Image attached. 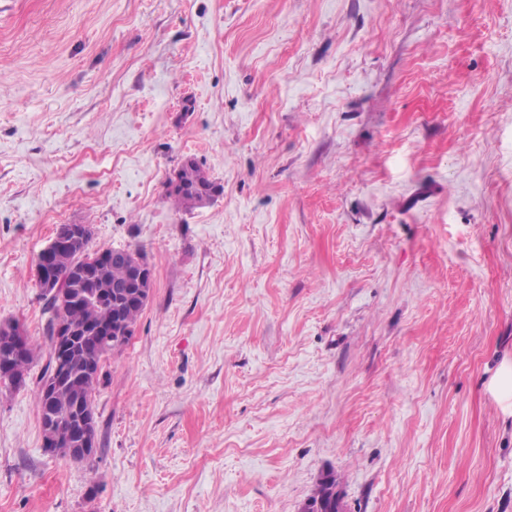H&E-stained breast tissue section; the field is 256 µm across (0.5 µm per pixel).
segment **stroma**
I'll return each instance as SVG.
<instances>
[{
    "instance_id": "1",
    "label": "stroma",
    "mask_w": 512,
    "mask_h": 512,
    "mask_svg": "<svg viewBox=\"0 0 512 512\" xmlns=\"http://www.w3.org/2000/svg\"><path fill=\"white\" fill-rule=\"evenodd\" d=\"M195 158L222 190L176 209ZM61 224L153 291L45 450ZM0 512H512V0H0ZM1 331L7 336H13V342L5 359L2 362L0 359V374L6 372L10 375L14 360L23 357L26 352L25 357L15 363L14 371L27 375L29 366L34 359V350L27 343L24 326L19 322L1 323L0 333ZM490 390L505 408L512 407V364L505 363L502 366ZM337 484L336 475L333 472L326 473L321 478L313 495L303 504L300 512H311V510H313L308 503H311L314 507L318 506V511L314 512H341L342 506L340 499L336 495Z\"/></svg>"
}]
</instances>
